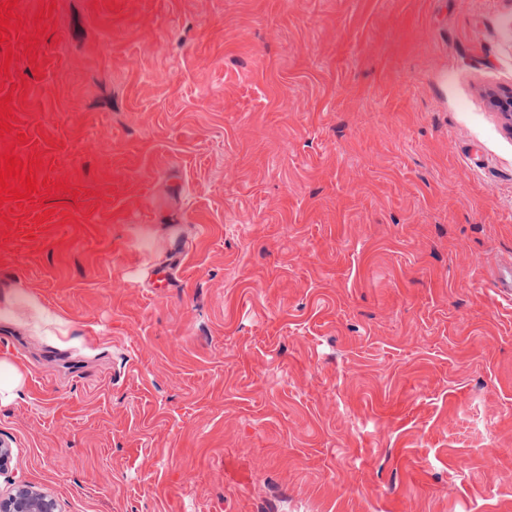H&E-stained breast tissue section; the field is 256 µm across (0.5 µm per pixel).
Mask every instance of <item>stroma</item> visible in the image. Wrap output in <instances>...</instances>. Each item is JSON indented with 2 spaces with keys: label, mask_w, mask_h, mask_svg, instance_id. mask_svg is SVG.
Masks as SVG:
<instances>
[{
  "label": "stroma",
  "mask_w": 512,
  "mask_h": 512,
  "mask_svg": "<svg viewBox=\"0 0 512 512\" xmlns=\"http://www.w3.org/2000/svg\"><path fill=\"white\" fill-rule=\"evenodd\" d=\"M21 16L0 154L67 187L0 205V490L512 512V0ZM21 374L18 368L4 361L0 362V404L7 403L17 396Z\"/></svg>",
  "instance_id": "1"
}]
</instances>
